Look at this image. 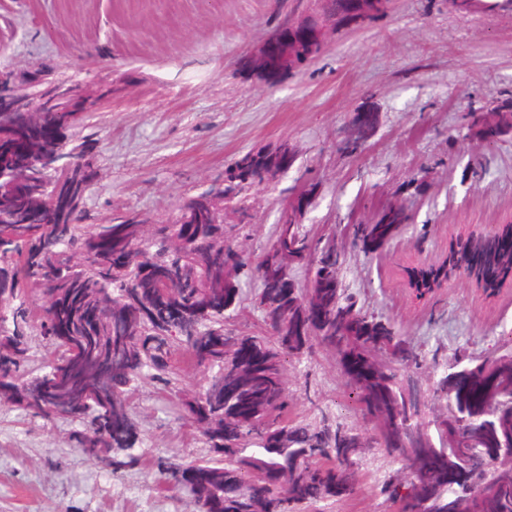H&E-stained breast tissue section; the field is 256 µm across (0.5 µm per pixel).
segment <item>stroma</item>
<instances>
[{
  "mask_svg": "<svg viewBox=\"0 0 512 512\" xmlns=\"http://www.w3.org/2000/svg\"><path fill=\"white\" fill-rule=\"evenodd\" d=\"M38 70L85 224L151 252L212 202L224 356L132 376L105 461L91 414L0 405V512H185L217 463L224 512H512V0H0ZM63 94H60L55 89L54 90H45L41 92V95L39 96L40 102L38 105V109L41 110L44 113H52L54 117H52L53 125L61 126L68 123L69 120L72 119L71 117V111L68 107V101H67V107L66 112H50L62 103L59 102V98Z\"/></svg>",
  "mask_w": 512,
  "mask_h": 512,
  "instance_id": "obj_1",
  "label": "stroma"
}]
</instances>
